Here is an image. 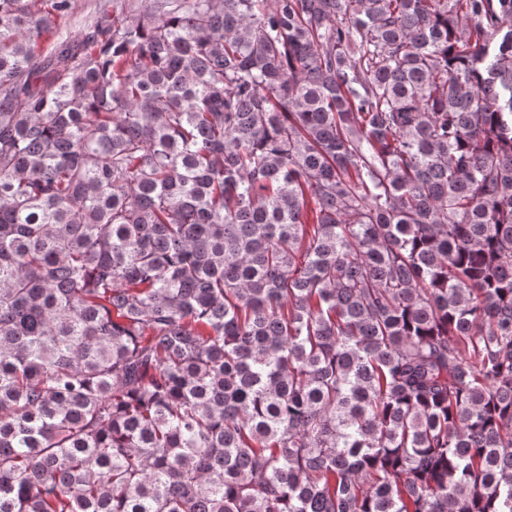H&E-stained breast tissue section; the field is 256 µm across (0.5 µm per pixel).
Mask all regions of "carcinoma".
<instances>
[{"mask_svg":"<svg viewBox=\"0 0 512 512\" xmlns=\"http://www.w3.org/2000/svg\"><path fill=\"white\" fill-rule=\"evenodd\" d=\"M0 0V512H512V0ZM95 0H74L72 13L68 18L62 20L57 27L58 35L75 36L78 33L79 26L92 11Z\"/></svg>","mask_w":512,"mask_h":512,"instance_id":"obj_1","label":"carcinoma"}]
</instances>
